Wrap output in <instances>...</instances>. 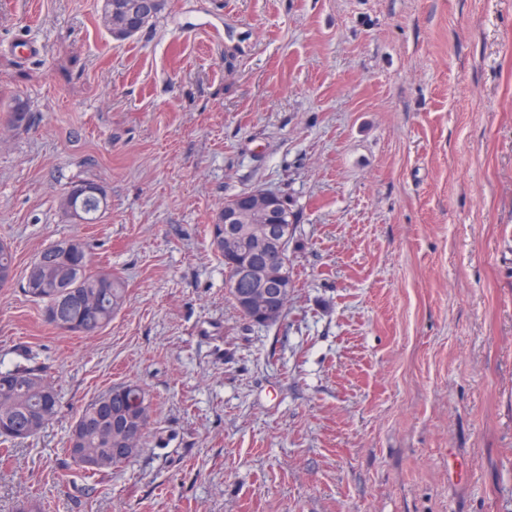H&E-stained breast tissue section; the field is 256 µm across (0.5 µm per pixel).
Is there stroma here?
<instances>
[{
    "mask_svg": "<svg viewBox=\"0 0 512 512\" xmlns=\"http://www.w3.org/2000/svg\"><path fill=\"white\" fill-rule=\"evenodd\" d=\"M102 3L0 0V368L61 404L0 512H512V0H167L125 41ZM83 182L93 224L60 207ZM255 189L296 216L268 328L208 232ZM72 237L128 284L91 336L22 290ZM129 381L143 448L86 477L74 419Z\"/></svg>",
    "mask_w": 512,
    "mask_h": 512,
    "instance_id": "1",
    "label": "stroma"
}]
</instances>
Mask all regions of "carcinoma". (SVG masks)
<instances>
[{"instance_id":"1","label":"carcinoma","mask_w":512,"mask_h":512,"mask_svg":"<svg viewBox=\"0 0 512 512\" xmlns=\"http://www.w3.org/2000/svg\"><path fill=\"white\" fill-rule=\"evenodd\" d=\"M282 220L278 230L251 219L233 225L230 235L212 240L224 261L249 258L256 274L263 272L269 250L280 247L288 254L293 238L294 213L288 196L281 195ZM71 250L63 254L55 245L43 249L27 272L24 292L43 304L48 323L72 333L92 335L112 322L126 299L124 279L107 270L91 271L89 246L80 238L69 240ZM291 267L283 276L266 282L268 293L293 288ZM60 399L47 381L45 367L19 364L0 371V432L5 451L15 442L37 435L59 412ZM155 412L154 397L137 383L125 382L100 392L78 413L67 440L74 462L88 477L106 476L142 450V439ZM124 452L117 455L114 449Z\"/></svg>"}]
</instances>
